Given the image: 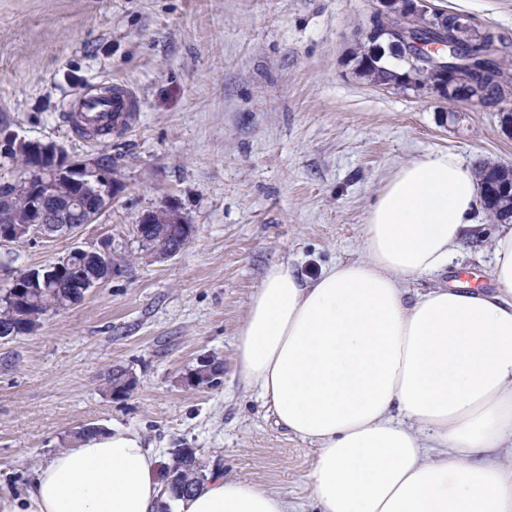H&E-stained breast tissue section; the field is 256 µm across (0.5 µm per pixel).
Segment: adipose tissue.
I'll return each mask as SVG.
<instances>
[{
    "label": "adipose tissue",
    "instance_id": "1",
    "mask_svg": "<svg viewBox=\"0 0 512 512\" xmlns=\"http://www.w3.org/2000/svg\"><path fill=\"white\" fill-rule=\"evenodd\" d=\"M477 209V173L450 151L398 168L364 226V259L315 280L272 265L238 331V375L277 426L314 447L321 512H512V225L495 291L406 283L445 270ZM291 512L212 470L172 499L161 459L116 426L41 460L0 512Z\"/></svg>",
    "mask_w": 512,
    "mask_h": 512
}]
</instances>
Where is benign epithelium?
Listing matches in <instances>:
<instances>
[{"instance_id":"7a95c632","label":"benign epithelium","mask_w":512,"mask_h":512,"mask_svg":"<svg viewBox=\"0 0 512 512\" xmlns=\"http://www.w3.org/2000/svg\"><path fill=\"white\" fill-rule=\"evenodd\" d=\"M402 0H379L372 20L387 22L392 18L402 21L400 34L404 44L434 54L452 49L453 44L436 41L425 44L414 39L421 26L414 23V13L400 7ZM440 93L450 95L455 101L481 102L483 91L474 85L461 82L448 69L438 70ZM27 156L32 161L33 174L24 180L15 178L4 182L8 192L0 194V245L19 244L31 240L32 234H53L73 231L85 224L95 222L111 203L121 186L117 170L102 154L72 159L66 150L57 144H47L35 152V143L7 134L0 137V157ZM78 185L81 192L73 195L62 191V187ZM512 195V183H490L483 181L480 201L494 205L499 195ZM188 220L179 210L163 203L142 212L136 220L135 232L139 245L146 246L154 237L158 224H186ZM92 260L94 271L82 274L70 282L73 302L80 301L86 292L122 274L120 263L112 255V241H103L96 246L83 249ZM217 373L209 360H199V367L189 378V384L200 380H214Z\"/></svg>"}]
</instances>
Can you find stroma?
<instances>
[{
  "instance_id": "stroma-1",
  "label": "stroma",
  "mask_w": 512,
  "mask_h": 512,
  "mask_svg": "<svg viewBox=\"0 0 512 512\" xmlns=\"http://www.w3.org/2000/svg\"><path fill=\"white\" fill-rule=\"evenodd\" d=\"M512 40V0H431ZM377 0H0V132L112 156L122 188L98 221L0 247V270L42 267L111 239L125 270L31 332L0 339V492L85 425L141 433L170 462L193 448L206 468L319 512L312 445L278 427L237 378L236 339L272 264L305 279L363 258L367 211L396 169L439 150L472 166L512 162L496 108L370 84L355 52ZM120 81L128 128L86 137L65 120L82 92ZM175 206L189 244L140 251L139 214ZM479 227L461 256L409 294L464 279L485 292L500 227ZM203 356L220 384L193 388ZM116 368L137 385L112 399Z\"/></svg>"
}]
</instances>
